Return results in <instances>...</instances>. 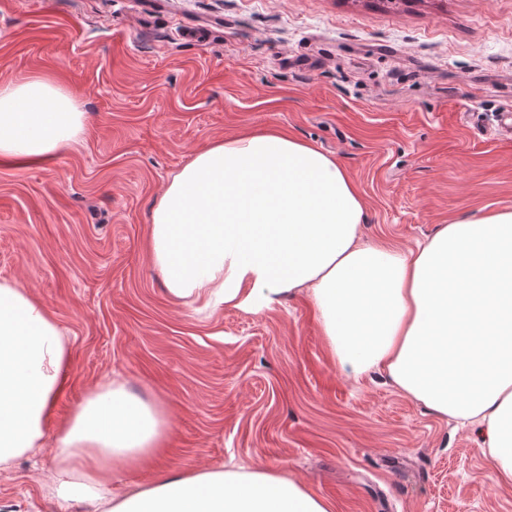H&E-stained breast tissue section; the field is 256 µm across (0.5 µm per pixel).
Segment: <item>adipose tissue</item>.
<instances>
[{
    "label": "adipose tissue",
    "mask_w": 512,
    "mask_h": 512,
    "mask_svg": "<svg viewBox=\"0 0 512 512\" xmlns=\"http://www.w3.org/2000/svg\"><path fill=\"white\" fill-rule=\"evenodd\" d=\"M85 115L33 76L0 84V157L48 160ZM365 206L332 156L275 129L219 140L169 181L150 255L175 301L260 312L306 292L338 368L383 371L429 412L478 428L497 484L512 486V210L439 227L402 252L359 242ZM52 315L0 282V466L41 449L68 378ZM170 435L157 402L123 383L90 391L60 427V498L103 512H332L274 467L170 469L115 498L112 477L157 462Z\"/></svg>",
    "instance_id": "adipose-tissue-1"
}]
</instances>
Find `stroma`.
Wrapping results in <instances>:
<instances>
[{
  "label": "stroma",
  "mask_w": 512,
  "mask_h": 512,
  "mask_svg": "<svg viewBox=\"0 0 512 512\" xmlns=\"http://www.w3.org/2000/svg\"><path fill=\"white\" fill-rule=\"evenodd\" d=\"M73 92L82 134L48 160L0 157V280L69 348L44 446L0 470V512H56L54 433L119 380L165 410L160 464L270 466L332 512H512L476 430L379 371L336 366L307 293L261 312L171 301L149 259L171 177L213 142L279 129L330 154L365 204L364 245L416 247L512 210V0H0V83Z\"/></svg>",
  "instance_id": "obj_1"
}]
</instances>
